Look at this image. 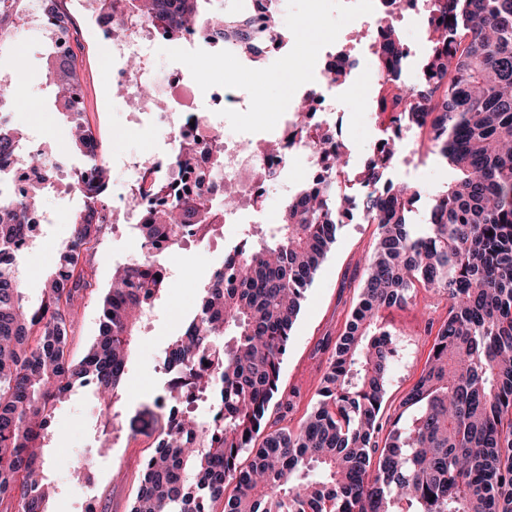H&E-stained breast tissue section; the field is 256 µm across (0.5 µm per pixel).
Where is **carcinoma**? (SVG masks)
Wrapping results in <instances>:
<instances>
[{
	"label": "carcinoma",
	"instance_id": "carcinoma-1",
	"mask_svg": "<svg viewBox=\"0 0 512 512\" xmlns=\"http://www.w3.org/2000/svg\"><path fill=\"white\" fill-rule=\"evenodd\" d=\"M30 2L0 0V28L16 27ZM203 2L112 0V8L187 28ZM420 14L426 43L415 86L401 79L411 58L395 24L380 15L371 26V107L389 115L391 134L356 175L362 189L342 197L331 179L299 188L271 233L257 242L247 233L225 250L195 313L167 343L163 373L184 374L214 416L187 403L178 416L164 412L130 512H214L217 502L222 512H512V0H423ZM228 33L241 44L259 39L240 11L224 15L205 42L222 43ZM48 39L46 84L60 88L55 103L75 128L71 146L85 156L92 182L85 216L73 219L37 307L24 300L21 254L12 248L41 209L42 189L0 206V512H49L45 466L58 404L91 385L118 417L139 324L172 287L157 252L207 238L236 203L222 187L195 198L159 181L142 191L151 210L136 228L147 255L119 270L102 300L98 336L72 358L77 300L94 287L89 251L106 228L93 218L109 180L102 157L88 155L94 134L83 113L71 111L83 89L77 54L62 53L54 33ZM408 129L424 131L430 152L459 172L433 192L419 231L410 217L419 191L383 181ZM23 141L21 129L0 120L1 157ZM344 149L338 142L326 156L331 172L346 169ZM352 210L379 228L360 299L316 406L297 430H272L268 410L301 302ZM420 288L446 296L448 314L401 403L416 414L388 424L394 333L382 312L414 304Z\"/></svg>",
	"mask_w": 512,
	"mask_h": 512
}]
</instances>
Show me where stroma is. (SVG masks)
I'll return each instance as SVG.
<instances>
[{"label": "stroma", "instance_id": "1", "mask_svg": "<svg viewBox=\"0 0 512 512\" xmlns=\"http://www.w3.org/2000/svg\"><path fill=\"white\" fill-rule=\"evenodd\" d=\"M367 0H282L280 24L288 36V45L278 57L259 65L239 66L236 74L249 98L270 102L272 110L265 119L254 113H229L223 122L232 133L247 132L254 140L271 136L280 115L308 89L312 73L323 64L326 48L347 49L358 59L353 85L336 98L332 114L336 133L350 153L352 170L363 169L373 143L383 126L369 110L376 82L375 58L367 41H356L357 28L368 24L364 14ZM70 8L81 32L78 71L85 91V120L102 143V150L114 175H121L125 159L132 154L163 146L160 132L150 122L130 128L126 125L124 99L110 92L111 60L97 36L92 20L81 9V0H70ZM28 64L15 96L18 105L11 122L32 131L44 151L60 158L67 167L82 166L81 154L70 150L68 125L57 111L52 88L42 79L47 53V35L37 23L23 21L15 31ZM303 57L304 72L295 75L292 64ZM263 68L268 83L262 91L252 89L256 68ZM416 166L406 170L395 162L389 172L393 181L415 186L420 197L417 212H425L428 193L455 177L446 160L435 158L428 142H421L411 154ZM303 160H292L290 181L269 186L255 212L244 213L239 223L225 225L205 240L189 241L184 247L161 253V262L170 270L175 283L154 306L150 323L140 325L130 359L127 384L113 425L111 445L100 448L99 439L107 419L90 389H77L59 404L53 422L51 454L47 474L57 495L50 504L52 512H83L85 500H92L96 512H130L139 485L142 464L155 448L158 438L157 411L153 406L165 381L160 371V351L180 327V314L195 310L202 289L212 271L224 258L226 245L238 241L246 230L279 223L282 204L302 178ZM79 198L67 181H60L42 203L54 217L53 223L39 225L21 260V278L27 301L39 302L43 283L54 266L57 251L68 238ZM139 233L133 225L115 224L106 228L92 255L96 285L86 291L79 307L70 354L81 358L98 334L99 308L110 285L111 272L130 259V242ZM379 238L377 225L357 214L344 219L336 242L318 269L302 303L285 355L280 395L291 403L290 410L271 405L270 419L278 427H298L319 400L318 389L326 373L332 352L330 346L344 333L350 314L359 300L364 284V263ZM448 313L443 295L419 291L416 305L392 308L384 320L405 345L403 357L395 359L387 383L383 416L392 420L401 413V402L420 377L433 344L430 324H441ZM83 458L92 474L72 481L75 458Z\"/></svg>", "mask_w": 512, "mask_h": 512}]
</instances>
